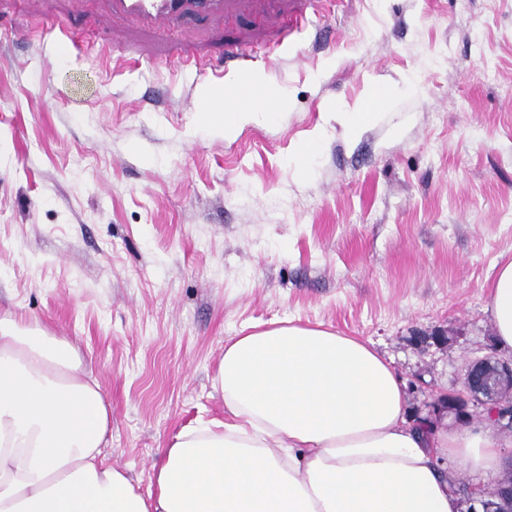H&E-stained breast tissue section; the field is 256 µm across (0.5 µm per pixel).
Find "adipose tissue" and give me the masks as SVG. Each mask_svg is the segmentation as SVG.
I'll return each mask as SVG.
<instances>
[{
  "label": "adipose tissue",
  "mask_w": 512,
  "mask_h": 512,
  "mask_svg": "<svg viewBox=\"0 0 512 512\" xmlns=\"http://www.w3.org/2000/svg\"><path fill=\"white\" fill-rule=\"evenodd\" d=\"M287 100L260 75L211 91L201 116L229 131ZM486 309L512 347V260ZM213 387L223 419L175 435L141 491L103 454L112 405L78 343L0 309V512H460L444 459L502 466L487 430L421 432L391 362L321 324L230 338Z\"/></svg>",
  "instance_id": "1"
}]
</instances>
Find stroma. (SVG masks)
<instances>
[{
    "label": "stroma",
    "instance_id": "obj_1",
    "mask_svg": "<svg viewBox=\"0 0 512 512\" xmlns=\"http://www.w3.org/2000/svg\"><path fill=\"white\" fill-rule=\"evenodd\" d=\"M291 3L165 36L106 0H0V306L79 342L112 401L104 454L144 490L182 427L223 418L215 367L254 327L373 342L444 429L432 404L467 362L512 358L485 310L512 259V0H345L322 42L284 28ZM240 41L269 61L225 71ZM258 74L278 117L201 120Z\"/></svg>",
    "mask_w": 512,
    "mask_h": 512
}]
</instances>
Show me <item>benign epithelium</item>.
I'll list each match as a JSON object with an SVG mask.
<instances>
[{
	"label": "benign epithelium",
	"instance_id": "1",
	"mask_svg": "<svg viewBox=\"0 0 512 512\" xmlns=\"http://www.w3.org/2000/svg\"><path fill=\"white\" fill-rule=\"evenodd\" d=\"M471 403L489 411L496 426L512 429V359L474 361L465 371L462 389L446 395L437 410L457 415Z\"/></svg>",
	"mask_w": 512,
	"mask_h": 512
}]
</instances>
